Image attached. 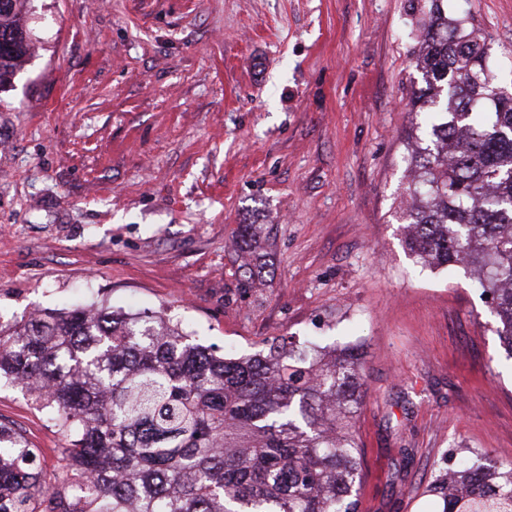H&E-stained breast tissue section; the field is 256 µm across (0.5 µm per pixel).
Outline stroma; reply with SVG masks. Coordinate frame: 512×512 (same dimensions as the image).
I'll return each instance as SVG.
<instances>
[{
	"instance_id": "stroma-1",
	"label": "stroma",
	"mask_w": 512,
	"mask_h": 512,
	"mask_svg": "<svg viewBox=\"0 0 512 512\" xmlns=\"http://www.w3.org/2000/svg\"><path fill=\"white\" fill-rule=\"evenodd\" d=\"M0 85V322L106 304L164 312L242 356L359 340V512H436L468 448L512 461V360L465 267L404 246L411 0H30ZM512 86V0H448ZM0 421L67 473L20 387Z\"/></svg>"
}]
</instances>
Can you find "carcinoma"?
Wrapping results in <instances>:
<instances>
[{
  "mask_svg": "<svg viewBox=\"0 0 512 512\" xmlns=\"http://www.w3.org/2000/svg\"><path fill=\"white\" fill-rule=\"evenodd\" d=\"M0 0V85L27 55L23 3ZM420 8L415 144L402 219L422 267L466 261L512 358V98L487 36ZM357 346L273 338L217 356L177 323L102 304L0 323V380L71 437L84 501L48 484L38 449L0 422V512H357ZM461 454L428 491L439 512H512V462Z\"/></svg>",
  "mask_w": 512,
  "mask_h": 512,
  "instance_id": "carcinoma-1",
  "label": "carcinoma"
}]
</instances>
